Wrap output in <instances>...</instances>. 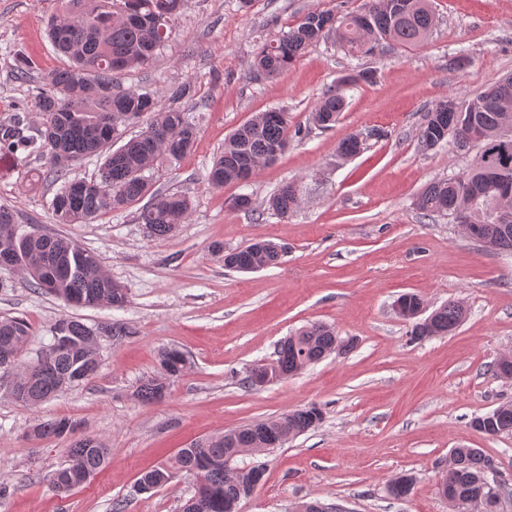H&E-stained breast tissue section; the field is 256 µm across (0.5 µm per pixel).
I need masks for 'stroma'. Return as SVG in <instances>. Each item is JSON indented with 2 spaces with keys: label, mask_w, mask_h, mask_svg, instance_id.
Here are the masks:
<instances>
[{
  "label": "stroma",
  "mask_w": 512,
  "mask_h": 512,
  "mask_svg": "<svg viewBox=\"0 0 512 512\" xmlns=\"http://www.w3.org/2000/svg\"><path fill=\"white\" fill-rule=\"evenodd\" d=\"M361 2L252 0L242 11L238 0H189L165 46L120 75L123 87L149 89L167 108L175 104L171 86L192 87L176 104L197 128L195 145L150 172L154 189L192 201L188 220L169 237H148L135 203L87 224L56 223L57 184L33 179L43 160L0 150V206L17 212L19 229L38 225L93 251L127 293L120 307H78L0 268V319L20 317L31 327L22 361L40 357L63 319L130 330L102 339L93 376L36 407L6 392L10 372L0 368V512H181L194 479L181 475L143 493L142 473L172 462L191 441L311 404L323 411L316 429L237 457V467L266 468L239 512H295L315 500L345 512H457L439 482L458 447L482 449L512 483V434L490 436L473 425L512 402V381L492 372L512 354V253L486 249L452 219H427L413 206L428 183L461 174L475 158V148L451 140L424 149L418 129L437 101L512 73V0H431L436 25L416 45L383 41L352 58L328 38L277 77L251 70L257 48L307 12L350 11ZM62 9V0H0V129L19 118L36 128L33 92L44 73L68 63L45 31ZM21 58L34 63L23 76ZM367 69L374 81L357 80ZM340 82L345 111L334 127H315L316 103ZM270 108L287 112L296 137L249 181L213 187L207 171L225 138ZM374 128L386 138L356 157L338 155L343 138ZM289 181L301 202L283 218L265 202ZM240 195L251 197L252 210L232 208ZM258 240L284 246L277 266L225 268V251ZM404 293L431 310L460 302L466 318L448 335L412 339V321L395 309ZM313 322L333 326L340 348L294 376L247 384L254 364L272 362L281 340ZM169 348L182 351L187 365L161 401L142 402L136 390L159 375V354ZM58 418L72 430L35 434L39 423ZM88 435L105 441L112 456L59 496L50 476ZM404 474L415 478L411 492L389 495L388 484Z\"/></svg>",
  "instance_id": "obj_1"
}]
</instances>
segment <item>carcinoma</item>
I'll return each mask as SVG.
<instances>
[{"mask_svg": "<svg viewBox=\"0 0 512 512\" xmlns=\"http://www.w3.org/2000/svg\"><path fill=\"white\" fill-rule=\"evenodd\" d=\"M187 0H64L62 14L50 20L48 35L53 45L70 60V65L42 77L33 96L40 123L32 135L21 125L0 134V149L36 154L46 161L43 175L63 179L51 200L59 224H86L101 213L120 210L150 195L151 201L138 212L152 238L171 235L187 221L191 200L184 195L151 191L145 172L160 159L178 160L194 146L197 132L179 109H162L149 92L123 89L118 75L144 64L163 46L172 32L175 16ZM434 26L429 0H364L355 12L341 17L332 11H310L299 23L256 52L254 70L273 78L289 69L311 44L332 38L348 55L365 54L371 44L389 40L413 45L425 38ZM343 86L327 90L320 98L311 121L328 129L345 108ZM151 115L147 129L120 147L124 127ZM512 122V75L466 99L448 96L424 114L418 139L427 149L446 139L463 140L478 127L485 133L472 166L461 175L430 182L415 200L424 215H453V205L470 190H485L483 210L494 207V191L486 182L485 160L504 168L512 180V137L501 134L505 122ZM288 145V113L281 109L260 112L238 127L224 140L208 173L209 181L222 187L251 177L269 165ZM87 156L100 158L96 177L71 179L67 171ZM297 185L288 182L268 198L267 208L286 217L299 205ZM16 213L0 207V258L8 254L32 285L68 303L87 307H120L126 301L125 289L105 274L98 256L64 237L15 232ZM482 233L497 238L499 249L512 250V204L483 222ZM79 251L86 257L82 270L69 271L66 260ZM282 248L271 241H256L224 257V267L243 271L252 266L271 267L279 263ZM465 317L464 307L450 301L435 310L432 327L417 323L415 339L443 336ZM71 342L55 348L37 360L25 390L15 400L37 406L63 389L87 379L92 355L84 345L87 336H125L122 324L92 328L79 320L66 321ZM30 336V327L21 318L0 320V358L17 355ZM334 327L311 323L280 342L277 359L264 369L274 376H293L336 350ZM161 375L142 382L137 397L146 403L161 400L166 381L179 375L186 358L177 349L160 354ZM497 425L483 432L495 436L512 431V403L497 407ZM323 412L315 404L292 410L275 418L225 431L191 442L179 449L170 465H161L142 475L158 482L167 470L196 474L194 464L201 457L217 461V466L202 473L204 485L219 492L209 512H235L239 499L247 496L251 480L261 483L265 468L252 466L245 472L224 469V460L236 458L250 448H259L273 437L288 441L315 429ZM72 428L67 419L38 425L41 436H62ZM112 449L103 441L89 447L84 441L68 449L69 460H78L82 472L92 476L109 460ZM497 474L495 461L480 448L451 450L448 470L442 478L441 494L448 502L468 505L476 512H492L486 506L497 504L498 487L489 476ZM415 477L394 479L388 492L394 497L410 493Z\"/></svg>", "mask_w": 512, "mask_h": 512, "instance_id": "carcinoma-1", "label": "carcinoma"}]
</instances>
